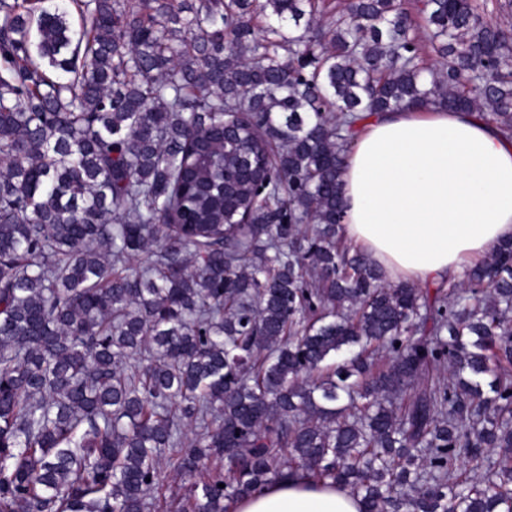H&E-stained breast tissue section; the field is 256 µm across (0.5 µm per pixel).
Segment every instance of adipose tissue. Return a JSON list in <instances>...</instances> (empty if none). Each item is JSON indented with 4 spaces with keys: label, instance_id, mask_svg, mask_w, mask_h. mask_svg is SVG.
Masks as SVG:
<instances>
[{
    "label": "adipose tissue",
    "instance_id": "ef3b65f1",
    "mask_svg": "<svg viewBox=\"0 0 512 512\" xmlns=\"http://www.w3.org/2000/svg\"><path fill=\"white\" fill-rule=\"evenodd\" d=\"M341 191L345 236L387 281H458L512 239V139L468 111L375 112L346 156ZM233 510L360 512V501L298 473Z\"/></svg>",
    "mask_w": 512,
    "mask_h": 512
}]
</instances>
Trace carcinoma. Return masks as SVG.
Returning a JSON list of instances; mask_svg holds the SVG:
<instances>
[{"label":"carcinoma","instance_id":"carcinoma-1","mask_svg":"<svg viewBox=\"0 0 512 512\" xmlns=\"http://www.w3.org/2000/svg\"><path fill=\"white\" fill-rule=\"evenodd\" d=\"M70 4L0 0V512H149L165 459L173 512H512V241L386 284L340 181L368 112L512 138V0ZM233 512H360L359 498L335 485L316 484L304 474L273 482L240 497Z\"/></svg>","mask_w":512,"mask_h":512}]
</instances>
